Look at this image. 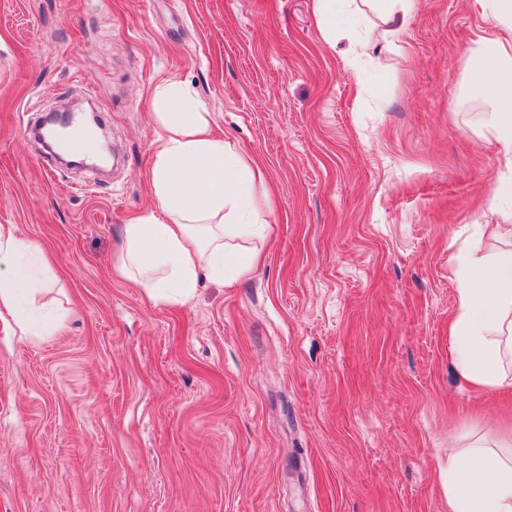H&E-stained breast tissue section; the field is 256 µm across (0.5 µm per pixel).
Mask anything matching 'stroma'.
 Segmentation results:
<instances>
[{
    "label": "stroma",
    "instance_id": "1",
    "mask_svg": "<svg viewBox=\"0 0 512 512\" xmlns=\"http://www.w3.org/2000/svg\"><path fill=\"white\" fill-rule=\"evenodd\" d=\"M484 26L416 0L359 85L316 0H0V225L53 273L30 333L0 313V512H448L449 451L512 430V385L460 381L448 339L459 262L512 247L464 85ZM169 81L260 165L272 231L249 278L158 307L114 261ZM85 97L103 169L33 134Z\"/></svg>",
    "mask_w": 512,
    "mask_h": 512
}]
</instances>
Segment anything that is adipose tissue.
Returning a JSON list of instances; mask_svg holds the SVG:
<instances>
[{"label": "adipose tissue", "mask_w": 512, "mask_h": 512, "mask_svg": "<svg viewBox=\"0 0 512 512\" xmlns=\"http://www.w3.org/2000/svg\"><path fill=\"white\" fill-rule=\"evenodd\" d=\"M487 23L470 50L467 82L486 104L484 134L512 160V0H477ZM415 0H317L328 44L344 39L347 66L362 81L375 55L400 48ZM160 129L151 187L156 207L124 225L117 267L156 305L189 303L202 276L235 281L259 260L255 241L269 236L257 198L261 169L209 134V115L176 83L158 88ZM32 247L0 226V307L20 290L42 287L26 257ZM457 305L449 323L459 376L493 389L512 379V251L456 271ZM448 512H512V435L497 446L475 439L448 466Z\"/></svg>", "instance_id": "ef3b65f1"}]
</instances>
